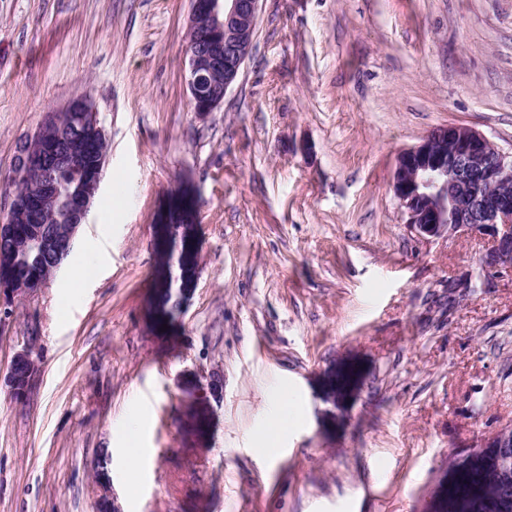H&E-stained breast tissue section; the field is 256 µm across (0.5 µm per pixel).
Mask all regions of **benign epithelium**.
<instances>
[{
  "instance_id": "obj_1",
  "label": "benign epithelium",
  "mask_w": 512,
  "mask_h": 512,
  "mask_svg": "<svg viewBox=\"0 0 512 512\" xmlns=\"http://www.w3.org/2000/svg\"><path fill=\"white\" fill-rule=\"evenodd\" d=\"M261 0H192L188 34L198 41L188 43L185 81L196 112H213L224 101L249 57L254 41ZM67 112L88 131L86 143L96 147L106 140L93 104L84 97L46 113L36 131L20 142L21 161L8 182L10 205L0 217V243L13 238L18 219L50 223L52 206L65 196L69 227L64 247L53 239L38 238V247L54 248L58 262L71 250L77 232L85 223L99 189L106 153L74 154L59 133L61 113ZM59 167L76 169L81 189L71 195L58 183ZM43 173L41 191L25 188L28 174ZM392 190L405 216V223L422 239L450 237L457 233L485 237L488 247L480 259L483 273L512 272V152L501 151L485 134L464 125L450 124L432 130L420 143L401 150L395 159ZM40 284L9 279L0 285V301L9 304L30 294ZM35 364L31 353H17L6 382L10 390L24 394ZM223 380L212 375L199 386L194 402L210 405L221 398ZM512 422L467 455L462 467H479L497 474L504 486L512 484Z\"/></svg>"
}]
</instances>
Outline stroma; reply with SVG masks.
I'll return each instance as SVG.
<instances>
[{
    "label": "stroma",
    "mask_w": 512,
    "mask_h": 512,
    "mask_svg": "<svg viewBox=\"0 0 512 512\" xmlns=\"http://www.w3.org/2000/svg\"><path fill=\"white\" fill-rule=\"evenodd\" d=\"M190 11L0 0V182L72 98L108 140L72 247L91 277L68 296L63 263L0 325V512H98L102 459L120 512H434L449 461L512 421V277L449 303L485 242L416 237L391 182L441 125L512 152V0H261L212 112L183 78ZM183 193L199 261L163 331L156 231ZM25 348L17 396L4 379ZM212 373L200 441L181 412ZM128 448L145 451L135 475ZM23 371L19 372L18 369ZM35 372V364L29 350L18 352L11 364L6 382L13 393L23 395L30 385L33 374Z\"/></svg>",
    "instance_id": "35a3bbf8"
}]
</instances>
